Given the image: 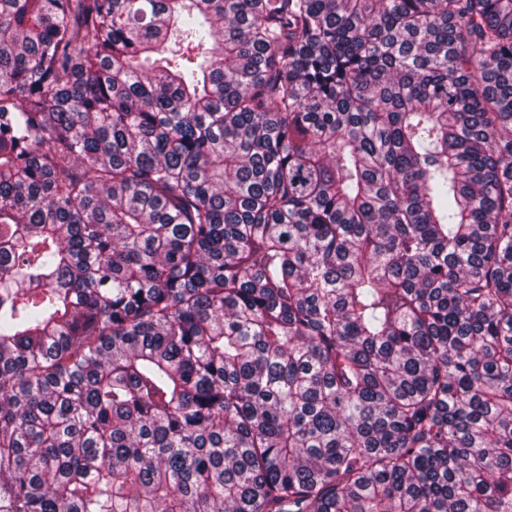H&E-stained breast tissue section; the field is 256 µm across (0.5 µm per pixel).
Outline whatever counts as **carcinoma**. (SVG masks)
<instances>
[{
  "label": "carcinoma",
  "mask_w": 512,
  "mask_h": 512,
  "mask_svg": "<svg viewBox=\"0 0 512 512\" xmlns=\"http://www.w3.org/2000/svg\"><path fill=\"white\" fill-rule=\"evenodd\" d=\"M0 512H512V0H0Z\"/></svg>",
  "instance_id": "cac0c4a2"
}]
</instances>
